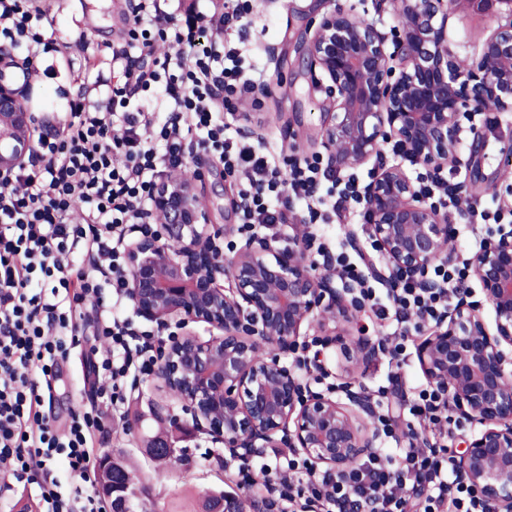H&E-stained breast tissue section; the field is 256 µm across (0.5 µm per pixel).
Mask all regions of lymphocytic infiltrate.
I'll return each mask as SVG.
<instances>
[{
  "mask_svg": "<svg viewBox=\"0 0 512 512\" xmlns=\"http://www.w3.org/2000/svg\"><path fill=\"white\" fill-rule=\"evenodd\" d=\"M123 44L113 52L122 75L105 106L77 92L62 121L36 136L28 165L0 180V493L14 483L39 490L40 512H105L94 460L109 432L106 417L127 401L128 379L151 375L157 364L154 334L137 329L129 314L122 271L134 234L152 232L146 217L153 193L170 172L185 168L194 151L216 157L242 177L240 228L282 232L295 219L325 223L344 203H360L355 180L340 182L319 158L300 159L227 136L225 113L252 95L261 106L270 79L246 73L231 35L251 11L235 0L214 29L165 23L157 0H134ZM45 16L34 0H0V47L41 44ZM175 55L153 57L157 43ZM152 55L151 65L140 59ZM162 89L168 109L144 111L139 101ZM305 213H298L297 203ZM342 278L357 283L359 298L392 328L391 361L407 356L408 335L436 322L457 292L464 268L436 263L433 290L404 280L373 288L356 266L337 256ZM91 326L104 353L85 359L96 405L71 413L57 431L52 409L59 364L77 347L79 327ZM429 428L423 447L398 455L381 451L344 480L316 474L289 448L262 451L238 468L241 485L286 503L288 512H492L456 473L448 445V395L422 389L406 403ZM64 460L80 482L63 489L52 468Z\"/></svg>",
  "mask_w": 512,
  "mask_h": 512,
  "instance_id": "obj_1",
  "label": "lymphocytic infiltrate"
}]
</instances>
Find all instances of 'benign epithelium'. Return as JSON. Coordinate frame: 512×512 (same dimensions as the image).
<instances>
[{
    "label": "benign epithelium",
    "instance_id": "obj_1",
    "mask_svg": "<svg viewBox=\"0 0 512 512\" xmlns=\"http://www.w3.org/2000/svg\"><path fill=\"white\" fill-rule=\"evenodd\" d=\"M398 35L343 9L319 22L307 65L331 82L336 112L325 123L327 161L340 172L365 164L395 141L413 165L441 174L456 163L462 118L489 107L512 110V9L481 39L473 64L463 66L448 38V0H399ZM29 85L6 79L0 59V177L34 154L39 116L28 105ZM200 178L169 175L156 189L150 214L164 234L129 246L124 278L137 314L181 333L164 350L157 375L206 434L246 460L260 448H296L333 476L379 454L370 398L355 382L341 395L311 390L302 373L275 351H296L304 326L349 323L354 290L338 288L333 258L307 262L303 234L288 252L258 235L223 255V232L212 225L198 192ZM368 222L383 253L386 279L425 288L438 261L454 262L452 225L422 197L403 164L381 167L363 191ZM178 243L175 249L162 241ZM495 314L489 327L480 308L461 297L438 320L419 349L433 386L446 389L458 419L479 426L457 458L459 476L492 503L512 512V229L486 239L471 260ZM204 323L220 335L201 340L188 330ZM383 352L360 337L344 348L350 365ZM137 490L112 488V512H129ZM228 496L212 512H282L279 502Z\"/></svg>",
    "mask_w": 512,
    "mask_h": 512
}]
</instances>
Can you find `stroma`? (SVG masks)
<instances>
[{
    "label": "stroma",
    "instance_id": "obj_1",
    "mask_svg": "<svg viewBox=\"0 0 512 512\" xmlns=\"http://www.w3.org/2000/svg\"><path fill=\"white\" fill-rule=\"evenodd\" d=\"M338 6L352 9L358 19L376 23L385 33L394 24L395 0H253L243 31V55L252 68L268 73L270 86L260 110H252L246 100L238 104L229 121L231 130L252 128L258 142L271 150L323 154L320 130L333 99L325 91L327 79L321 70L302 66L298 56L322 17ZM43 8L48 18L47 49L32 56L21 46L12 54L21 62L32 59L38 71L31 80L32 108L54 123L66 112L68 96L77 91L71 74L85 53L111 60L120 42L118 25L126 21L129 6L126 0H43ZM506 13L503 4L481 10L472 0H458L448 18V35L462 59L477 53L480 37ZM462 136L468 143L480 138L482 148L475 155L461 153L460 168L445 170L444 179L463 184L466 203L490 210L500 204L512 206L507 192L512 186V112L485 111L475 117L473 130L463 131ZM201 172L199 190L213 223H237V179L213 159L202 165ZM89 348V342H81L64 366L55 394L60 415L96 400L81 385V363ZM153 436L173 448L172 460H157L145 448L144 439ZM100 453L136 470L140 478L136 512H169L176 504L197 506L208 495L242 491L218 461L223 443L204 434L154 375L138 382L131 392L124 419L113 422Z\"/></svg>",
    "mask_w": 512,
    "mask_h": 512
}]
</instances>
